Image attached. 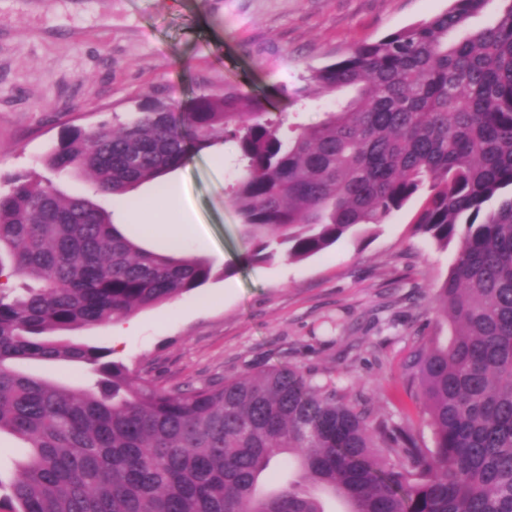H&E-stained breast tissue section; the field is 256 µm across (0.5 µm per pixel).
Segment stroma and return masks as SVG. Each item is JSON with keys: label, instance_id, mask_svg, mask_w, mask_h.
I'll return each mask as SVG.
<instances>
[{"label": "stroma", "instance_id": "stroma-1", "mask_svg": "<svg viewBox=\"0 0 512 512\" xmlns=\"http://www.w3.org/2000/svg\"><path fill=\"white\" fill-rule=\"evenodd\" d=\"M449 0H0V191L9 176H44L42 163L72 129L113 125L164 94L188 103L201 92H243L292 127L321 122L336 99L297 97L311 70L354 46L430 18ZM236 142L214 145L184 167L122 196L95 192L85 176L55 175L69 196L115 212L144 205L174 182L192 223L184 252L215 263V278L136 314L138 335L83 328V342L157 384L200 387L218 377L290 365L331 383L371 419L432 434L408 364L422 339L447 338L431 309L457 246L416 231L421 198L386 223L348 233L301 260L245 261L247 244L230 188ZM235 272L223 275L224 265Z\"/></svg>", "mask_w": 512, "mask_h": 512}]
</instances>
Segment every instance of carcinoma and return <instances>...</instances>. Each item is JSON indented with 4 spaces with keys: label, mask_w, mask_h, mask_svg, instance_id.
<instances>
[{
    "label": "carcinoma",
    "mask_w": 512,
    "mask_h": 512,
    "mask_svg": "<svg viewBox=\"0 0 512 512\" xmlns=\"http://www.w3.org/2000/svg\"><path fill=\"white\" fill-rule=\"evenodd\" d=\"M485 2L452 0L314 70L320 92L355 95L286 142L249 96L202 92L70 130L44 159L123 195L232 136L248 262L283 245L310 257L425 196L416 230L458 243L432 292L451 334L409 363L433 446L292 366L164 388L63 336L172 301L213 266L146 249L91 199L16 175L0 193V434L27 453L0 512H328L323 492L344 512H512V0L468 29ZM27 360L92 377L63 386L20 371Z\"/></svg>",
    "instance_id": "1"
}]
</instances>
